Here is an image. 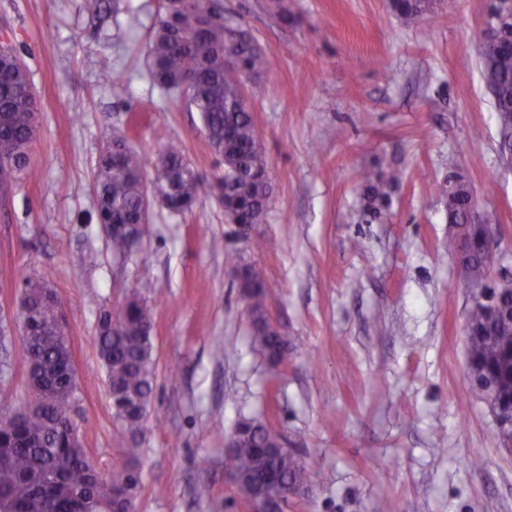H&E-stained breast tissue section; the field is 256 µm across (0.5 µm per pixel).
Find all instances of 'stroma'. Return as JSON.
<instances>
[{"label": "stroma", "instance_id": "35a3bbf8", "mask_svg": "<svg viewBox=\"0 0 512 512\" xmlns=\"http://www.w3.org/2000/svg\"><path fill=\"white\" fill-rule=\"evenodd\" d=\"M108 2L97 18L83 0H0V45L24 58L41 109L30 155L37 176H20L0 201L10 393H27L12 314L21 274L35 273L62 304L77 373L71 421L104 473L124 467L129 437L112 417L96 328L148 280L162 293L146 298L155 389L138 439V512H246L224 448L243 418L282 434L321 473L287 512H384L388 501L396 512H512V455L469 390L472 294L448 250L440 193L457 175L479 209L497 211L492 271L512 272V170L499 158L479 63L485 0H456L453 13L411 26L389 0H283L286 22L268 0H223L269 61L247 83L273 184L267 220L242 238L216 200L184 215L157 204L125 259L98 222L91 175L115 131L136 120L147 155L177 139L198 172L223 168L198 112L147 75L160 0ZM104 57L128 81L123 99L99 77ZM393 168L404 176L388 204L362 216L364 175ZM231 253L263 268L287 364L271 366L249 342ZM475 454L478 470L465 464ZM203 484L209 497L197 495Z\"/></svg>", "mask_w": 512, "mask_h": 512}]
</instances>
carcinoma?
<instances>
[{
  "mask_svg": "<svg viewBox=\"0 0 512 512\" xmlns=\"http://www.w3.org/2000/svg\"><path fill=\"white\" fill-rule=\"evenodd\" d=\"M391 9L407 24L415 23L440 6L453 12L455 0H390ZM210 14H224L219 0H163L149 36L147 57L151 82L165 94L183 97L200 113L208 146L222 159L224 171L210 180L194 171L184 144L170 140L155 159V178L147 180V158L124 132L106 141L92 169L97 214L112 238V250L127 249L125 231L141 238L154 201L174 213L191 211L204 197L212 196L224 208L230 224L247 228L265 222L272 186L268 161L255 127L245 79L267 68L268 61L257 40L233 29L228 19L195 32L196 23ZM512 4L493 0L485 24L497 30L499 41L480 47V66L497 115L499 154L512 153ZM100 78L120 98L127 80L104 58ZM39 108L28 68L15 54L0 57V198L13 191L14 174L35 176L30 148L36 128L33 110ZM401 172L369 174L364 180L362 210L377 213L388 200ZM448 223L460 233L448 248L460 250L469 278L483 280L490 271L482 237L499 224L493 211L471 210V191L460 184L448 194ZM227 265L243 269L239 288L252 316L251 343L274 363L288 360V342L266 317L270 295L263 270L231 254ZM21 293L30 305L23 339L29 407L25 416L0 397V508L8 512H137L135 491L140 469L134 466L142 449L127 454L133 465L112 473L108 481L96 480L85 448L73 439L74 427L46 403L61 399L76 387L70 376L66 340L55 330L59 301L40 277L21 279ZM157 293L154 283L140 284L115 311H107L98 325V356L106 373L113 415L131 439L142 434L154 387L152 322L141 293ZM10 339L0 334V385L13 376L8 361ZM466 347L471 393L484 399L485 389L496 391L503 411H512V322L497 318L489 307L474 301L466 321ZM247 429L237 447L228 449L230 469L237 475L235 489L243 499L255 497L267 473L279 477L278 489L309 490L313 469L303 455L283 452L266 438V427L251 419L235 429Z\"/></svg>",
  "mask_w": 512,
  "mask_h": 512,
  "instance_id": "1",
  "label": "carcinoma"
}]
</instances>
